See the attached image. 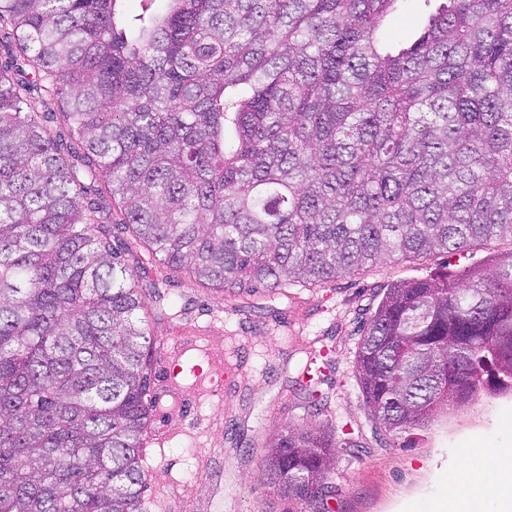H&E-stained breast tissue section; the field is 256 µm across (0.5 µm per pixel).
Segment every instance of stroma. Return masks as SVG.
I'll return each mask as SVG.
<instances>
[{"label": "stroma", "mask_w": 512, "mask_h": 512, "mask_svg": "<svg viewBox=\"0 0 512 512\" xmlns=\"http://www.w3.org/2000/svg\"><path fill=\"white\" fill-rule=\"evenodd\" d=\"M512 251L491 240L426 259H387L359 274L316 287L290 288L265 308L238 301L176 274L168 292L181 310L156 311L151 331L152 381L161 384L175 342H183L180 382L196 389L198 369L232 366L223 396L198 392L186 416L162 407L150 428L165 434L143 457L149 512H290L291 502L260 482L261 443L286 425L353 428L355 447L339 449L329 501L332 512H418L442 493V479L469 448L512 449V393H479L464 407L442 410L401 438L376 436L354 377L358 323L394 281L436 271L462 272ZM326 374L328 405L313 416L291 390L307 359Z\"/></svg>", "instance_id": "obj_1"}]
</instances>
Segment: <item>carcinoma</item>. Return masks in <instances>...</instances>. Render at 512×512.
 Returning a JSON list of instances; mask_svg holds the SVG:
<instances>
[{
	"mask_svg": "<svg viewBox=\"0 0 512 512\" xmlns=\"http://www.w3.org/2000/svg\"><path fill=\"white\" fill-rule=\"evenodd\" d=\"M122 2L0 0V47L37 72L0 66V512H145L162 295L125 231L254 301L512 241V0H423L403 43V0ZM354 372L390 436L512 393V252L391 284ZM341 446L287 425L263 483L322 512ZM418 4V0L404 2L403 9L391 30V37L402 40L413 35L422 18V13L417 7ZM124 239L130 248V255L127 256L128 266L145 280L143 281L144 283L155 280L160 276L161 272L165 274L159 265L158 257L141 244L131 231L127 230V233L124 234Z\"/></svg>",
	"mask_w": 512,
	"mask_h": 512,
	"instance_id": "cac0c4a2",
	"label": "carcinoma"
}]
</instances>
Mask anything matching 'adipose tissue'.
<instances>
[{
	"instance_id": "1",
	"label": "adipose tissue",
	"mask_w": 512,
	"mask_h": 512,
	"mask_svg": "<svg viewBox=\"0 0 512 512\" xmlns=\"http://www.w3.org/2000/svg\"><path fill=\"white\" fill-rule=\"evenodd\" d=\"M491 494H483L481 483ZM447 495L429 501L423 512H512V451L471 449L448 477Z\"/></svg>"
}]
</instances>
